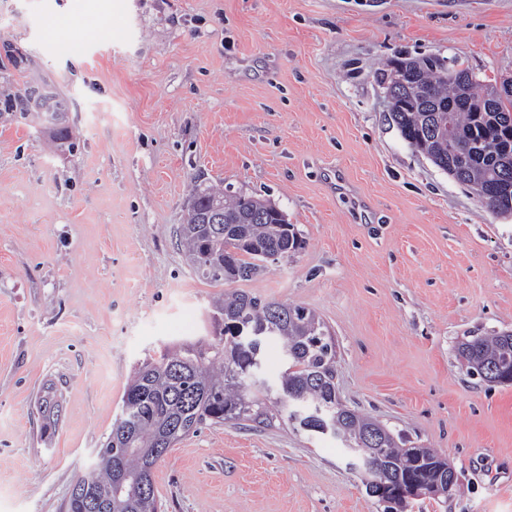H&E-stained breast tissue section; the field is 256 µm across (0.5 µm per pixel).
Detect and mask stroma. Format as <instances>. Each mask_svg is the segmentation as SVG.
<instances>
[{
	"mask_svg": "<svg viewBox=\"0 0 512 512\" xmlns=\"http://www.w3.org/2000/svg\"><path fill=\"white\" fill-rule=\"evenodd\" d=\"M4 43L0 89L49 86L72 138L0 114V512H65L135 369L214 341L232 286L177 236L196 186L287 215L303 247L243 290L313 310L342 400L447 457L452 491L404 512H512V383L456 351L512 333V215L408 145L379 75L512 76V0H0ZM153 483L159 512H384L339 441L278 423L202 426Z\"/></svg>",
	"mask_w": 512,
	"mask_h": 512,
	"instance_id": "1",
	"label": "stroma"
}]
</instances>
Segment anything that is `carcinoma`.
Instances as JSON below:
<instances>
[{"mask_svg":"<svg viewBox=\"0 0 512 512\" xmlns=\"http://www.w3.org/2000/svg\"><path fill=\"white\" fill-rule=\"evenodd\" d=\"M417 63L416 80L389 98L391 121L408 144L427 157L443 159L453 150V167L467 185L486 195L487 208L512 212V97L492 99L493 85L470 74L461 82L450 77L458 60L441 55L387 63ZM463 100L467 108L446 112L448 101ZM201 207L224 203L226 224H183L178 235L198 275L215 283L246 282L267 269L270 257L302 248L292 224L279 218L252 196L225 198L224 192L196 189ZM224 260V274L203 269L204 256ZM222 318L215 342L206 348L182 345L145 360L134 372L121 406L127 418L114 423L83 476L110 497L109 512H157L153 470L170 448L208 422L239 428L269 426L274 420L292 423L291 410L306 409L307 427L321 426L317 411L335 407L336 434L353 440L377 424L373 417L336 401V340L311 310L267 301L244 290L214 304ZM263 343L244 342L245 333ZM281 344L285 357L278 386L256 378L263 344ZM457 355L474 363L475 371L493 378L490 366L512 368V343L505 335L475 336L458 344ZM382 465L401 478L434 480L448 460L431 448L383 428Z\"/></svg>","mask_w":512,"mask_h":512,"instance_id":"carcinoma-1","label":"carcinoma"}]
</instances>
